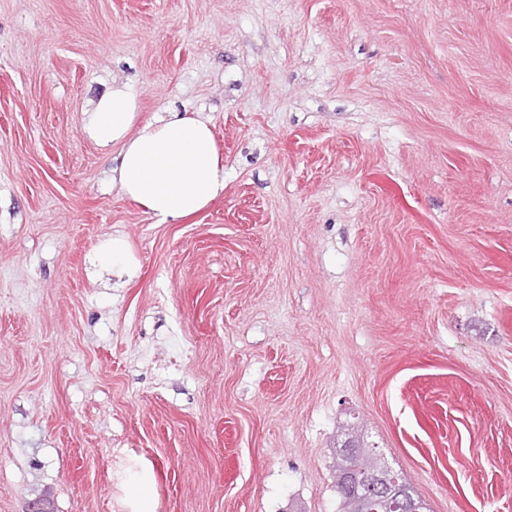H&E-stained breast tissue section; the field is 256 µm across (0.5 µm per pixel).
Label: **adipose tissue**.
I'll list each match as a JSON object with an SVG mask.
<instances>
[{"instance_id":"obj_1","label":"adipose tissue","mask_w":512,"mask_h":512,"mask_svg":"<svg viewBox=\"0 0 512 512\" xmlns=\"http://www.w3.org/2000/svg\"><path fill=\"white\" fill-rule=\"evenodd\" d=\"M141 92L113 85L87 111L84 134L118 151L111 181L160 221L193 215L224 190V161L208 119L193 112L144 117Z\"/></svg>"}]
</instances>
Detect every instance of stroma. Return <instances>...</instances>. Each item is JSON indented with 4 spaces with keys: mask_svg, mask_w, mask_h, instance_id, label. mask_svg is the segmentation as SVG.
<instances>
[{
    "mask_svg": "<svg viewBox=\"0 0 512 512\" xmlns=\"http://www.w3.org/2000/svg\"><path fill=\"white\" fill-rule=\"evenodd\" d=\"M115 82L210 120L201 213L112 186ZM353 431L512 512V0H0V512H338ZM129 253L125 242L118 237L105 240L95 254L96 265L101 271L114 270L127 264ZM128 496L143 508L151 509L154 498L151 492L150 477L147 474L141 475L128 487Z\"/></svg>",
    "mask_w": 512,
    "mask_h": 512,
    "instance_id": "stroma-1",
    "label": "stroma"
}]
</instances>
